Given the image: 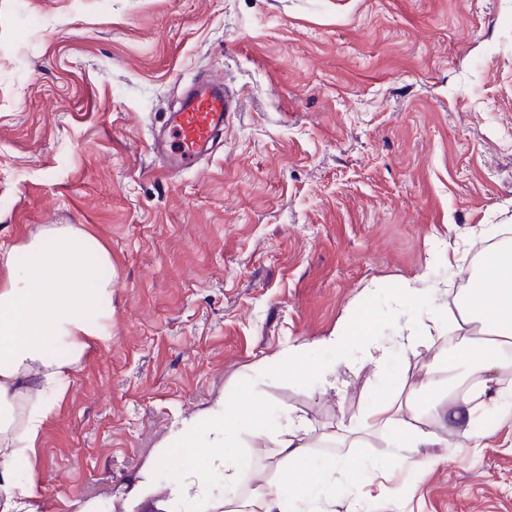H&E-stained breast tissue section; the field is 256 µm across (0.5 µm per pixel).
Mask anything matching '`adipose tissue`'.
<instances>
[{"mask_svg":"<svg viewBox=\"0 0 512 512\" xmlns=\"http://www.w3.org/2000/svg\"><path fill=\"white\" fill-rule=\"evenodd\" d=\"M108 249L86 231L51 228L20 247L0 250V512H36L33 479L22 478L19 458L33 452L45 424L76 381L91 343L106 340L91 315L112 296V282L102 270L111 265ZM512 243L503 242L483 256L481 273L460 291L448 317L462 346L428 368L405 398L367 407L343 429L360 438L375 431H404L410 447L434 442L435 432L418 429L426 416L445 419L449 429L469 426L476 405L512 409V388L501 391V376L512 367ZM375 320L364 315L353 332L338 331L316 344L294 341L280 350L278 361L292 375L315 374L321 385L336 387V367H314L311 347L343 354L351 339L363 344V365L380 368L386 348L373 343ZM459 372L457 385L439 380L442 372ZM206 419L180 422L157 453L140 470L127 495V512L146 505L154 512H308L334 469L327 457L319 480L302 477L298 468L317 446L305 419L285 411V423L271 439L270 466L277 482L253 484L224 453L238 441L240 426L258 434L255 405H218ZM167 470L168 493L158 497L156 473Z\"/></svg>","mask_w":512,"mask_h":512,"instance_id":"obj_1","label":"adipose tissue"}]
</instances>
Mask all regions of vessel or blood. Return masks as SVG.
Masks as SVG:
<instances>
[{
	"label": "vessel or blood",
	"mask_w": 512,
	"mask_h": 512,
	"mask_svg": "<svg viewBox=\"0 0 512 512\" xmlns=\"http://www.w3.org/2000/svg\"><path fill=\"white\" fill-rule=\"evenodd\" d=\"M234 110L227 81L212 74L196 79L151 135L149 150L159 170L173 179L216 154L224 143V123Z\"/></svg>",
	"instance_id": "obj_1"
}]
</instances>
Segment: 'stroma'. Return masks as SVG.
<instances>
[{
  "mask_svg": "<svg viewBox=\"0 0 512 512\" xmlns=\"http://www.w3.org/2000/svg\"><path fill=\"white\" fill-rule=\"evenodd\" d=\"M241 100L224 147L175 179L151 131L195 77ZM72 224L109 250V333L20 463L38 512H126L176 422L250 395L313 439L419 382L448 343L392 346L396 295L468 268L512 226V0H0V247ZM390 352L336 361L337 390L275 355L363 313ZM336 453L319 512H512V412ZM478 437L479 447L468 444Z\"/></svg>",
  "mask_w": 512,
  "mask_h": 512,
  "instance_id": "35a3bbf8",
  "label": "stroma"
}]
</instances>
